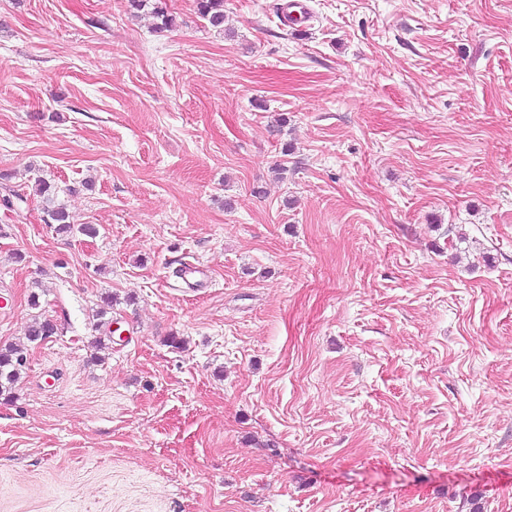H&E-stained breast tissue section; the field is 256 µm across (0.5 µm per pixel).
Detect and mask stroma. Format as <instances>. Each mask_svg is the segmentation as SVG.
<instances>
[{
  "label": "stroma",
  "mask_w": 512,
  "mask_h": 512,
  "mask_svg": "<svg viewBox=\"0 0 512 512\" xmlns=\"http://www.w3.org/2000/svg\"><path fill=\"white\" fill-rule=\"evenodd\" d=\"M280 2L0 0V512H512V0ZM199 14L208 24L222 30L224 27V0H199ZM281 7V21L286 27H294L307 22L311 10L307 0H283ZM38 193L42 198V212L44 224H55L59 233H73L74 224L70 222V215L66 209L56 204V187L46 178L38 177ZM58 331V326L50 319L35 318L30 323L27 344L9 343L0 345V396L10 397L12 387L19 381L28 363L30 344L45 340Z\"/></svg>",
  "instance_id": "obj_1"
}]
</instances>
